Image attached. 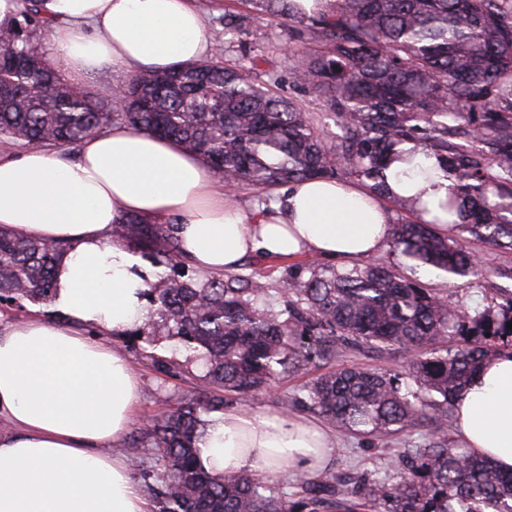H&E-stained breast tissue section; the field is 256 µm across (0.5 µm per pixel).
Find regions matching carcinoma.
<instances>
[{"mask_svg": "<svg viewBox=\"0 0 512 512\" xmlns=\"http://www.w3.org/2000/svg\"><path fill=\"white\" fill-rule=\"evenodd\" d=\"M40 2L20 0V19L0 41L1 141L76 149L123 125L175 141L229 188L354 177L405 214L389 223L399 261L295 265L278 308L258 306L271 286L253 273L184 268L174 222L119 216L110 244L181 267L148 283L138 333L164 336L173 353L206 367L198 397L129 443L156 451L146 484L154 512H320L337 501L343 512H512V472L448 441L455 399L486 360L512 350V293L499 312L472 314L415 277L424 266L449 282L476 276L477 251L512 253V0H336L312 16L290 0H245L294 23L298 42L317 44L295 50L291 75L329 112L332 138L313 113L257 82L259 56L249 67L212 60L135 74L114 99L107 88L74 93L59 66L43 65L37 36L52 20ZM407 142L455 178L440 203L446 231L414 220L417 198L387 193L384 171ZM64 252L0 227V303L52 300ZM392 350L408 355L412 384L353 363L319 375L296 401L373 445L433 426L395 481L304 477L301 500L290 503L246 473L198 464L210 417L229 400L310 365Z\"/></svg>", "mask_w": 512, "mask_h": 512, "instance_id": "obj_1", "label": "carcinoma"}]
</instances>
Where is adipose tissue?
Returning <instances> with one entry per match:
<instances>
[{"label": "adipose tissue", "mask_w": 512, "mask_h": 512, "mask_svg": "<svg viewBox=\"0 0 512 512\" xmlns=\"http://www.w3.org/2000/svg\"><path fill=\"white\" fill-rule=\"evenodd\" d=\"M54 21L49 49L70 82L92 71L165 70L210 58L193 0H43ZM386 172L392 195L437 211L454 184L413 144ZM176 219L183 257L207 272L252 253L309 254L353 265L380 253L390 215L365 189L332 179L289 184L281 201L243 212L197 156L126 127L85 139L74 157L43 147L0 154V225L69 244L56 269L60 327L34 319L0 332V512H150L124 457L110 452L134 421L136 375L109 341L146 319L144 291L158 269L111 245L121 213ZM463 447L512 471V353L489 360L455 403ZM204 468L264 480L284 470L317 473L330 443L321 425L228 411L199 441Z\"/></svg>", "instance_id": "adipose-tissue-1"}]
</instances>
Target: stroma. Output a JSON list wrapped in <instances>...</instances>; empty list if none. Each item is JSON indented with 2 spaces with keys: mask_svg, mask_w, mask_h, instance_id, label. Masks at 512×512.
<instances>
[{
  "mask_svg": "<svg viewBox=\"0 0 512 512\" xmlns=\"http://www.w3.org/2000/svg\"><path fill=\"white\" fill-rule=\"evenodd\" d=\"M195 5L205 16L210 42L222 46L224 62L245 65L254 54L264 55L271 70L270 76L265 79L267 87L301 104L307 111L322 114L321 101L311 97L289 75L291 52L298 43L288 21L258 13L246 0H195ZM509 262L512 263V253L496 252L486 256L480 279L463 278L447 285L437 277L432 284L445 288L450 303L467 306L473 313L481 312L492 306L499 292L512 290V279L498 277L492 272L494 266ZM111 343L123 353L139 379L140 398L135 411V428H142L150 420L168 413L179 398L198 394L203 367L187 364L183 374L175 378L153 369L152 357L171 354L164 337L123 335L112 337ZM307 379L304 373L282 379L247 401L230 402L228 408L232 411L244 408L280 417H308V410L285 404L287 398L298 395ZM428 435V429L424 428L411 437L376 447L354 437L337 436L326 464L327 471L331 474L354 473L386 482L394 481L397 477V456L422 444Z\"/></svg>",
  "mask_w": 512,
  "mask_h": 512,
  "instance_id": "1",
  "label": "stroma"
}]
</instances>
